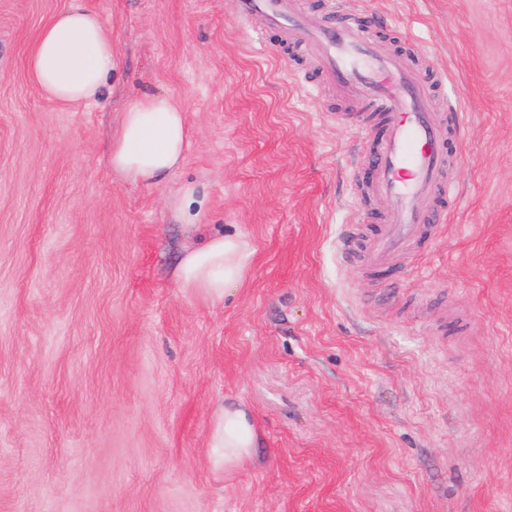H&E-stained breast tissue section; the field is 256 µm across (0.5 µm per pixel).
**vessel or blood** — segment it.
<instances>
[{"label": "vessel or blood", "instance_id": "1", "mask_svg": "<svg viewBox=\"0 0 512 512\" xmlns=\"http://www.w3.org/2000/svg\"><path fill=\"white\" fill-rule=\"evenodd\" d=\"M235 13L255 40L277 34L281 43L302 45L338 94L362 101L385 131L371 155L374 195L391 208L377 225L365 257L346 252L350 264L387 270L398 257L416 252L447 219L446 208H431L436 196L454 199L450 171L461 155L446 149L448 130L432 107L441 74L423 72L374 42L363 27L347 21L313 22L298 0H234Z\"/></svg>", "mask_w": 512, "mask_h": 512}]
</instances>
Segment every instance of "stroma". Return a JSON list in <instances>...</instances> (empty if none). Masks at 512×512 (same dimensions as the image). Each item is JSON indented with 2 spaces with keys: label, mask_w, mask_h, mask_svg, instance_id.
I'll return each mask as SVG.
<instances>
[{
  "label": "stroma",
  "mask_w": 512,
  "mask_h": 512,
  "mask_svg": "<svg viewBox=\"0 0 512 512\" xmlns=\"http://www.w3.org/2000/svg\"><path fill=\"white\" fill-rule=\"evenodd\" d=\"M67 2L0 0V512H512V0H337L464 114L460 199L391 273L342 255L390 204L354 201L353 107L311 58L261 48L233 0H89L117 68L64 106L27 63ZM150 92L191 145L133 186L111 136ZM186 183L194 228L168 206ZM217 233L253 255L210 305L175 272ZM225 402L259 436L227 474ZM258 434L250 412L243 405L221 404L212 419L209 448L215 469L228 471L250 460Z\"/></svg>",
  "instance_id": "1"
}]
</instances>
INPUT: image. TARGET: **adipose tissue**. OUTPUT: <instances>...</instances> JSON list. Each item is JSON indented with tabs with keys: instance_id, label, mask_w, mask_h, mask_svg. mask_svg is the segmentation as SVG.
Returning <instances> with one entry per match:
<instances>
[{
	"instance_id": "ef3b65f1",
	"label": "adipose tissue",
	"mask_w": 512,
	"mask_h": 512,
	"mask_svg": "<svg viewBox=\"0 0 512 512\" xmlns=\"http://www.w3.org/2000/svg\"><path fill=\"white\" fill-rule=\"evenodd\" d=\"M112 36L87 0H69L40 31L29 58L33 82L50 100L63 105L98 104L115 69ZM190 144L186 116L162 93L131 99L111 138L113 173L132 185L163 182L183 163ZM252 251L238 235L214 234L187 250L177 268L178 288L204 303L223 302L246 278ZM258 434L242 405L222 404L212 419L209 446L214 468L228 471L253 456Z\"/></svg>"
}]
</instances>
